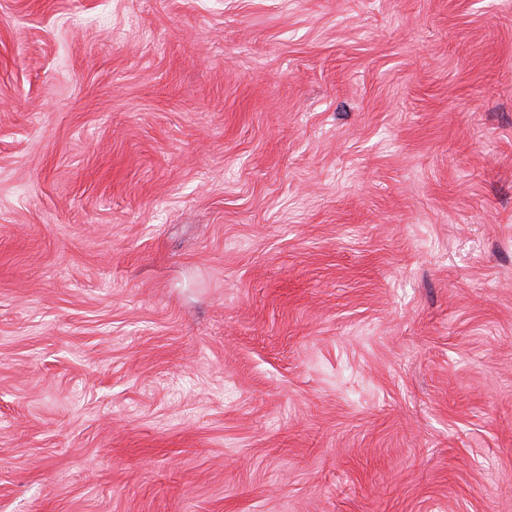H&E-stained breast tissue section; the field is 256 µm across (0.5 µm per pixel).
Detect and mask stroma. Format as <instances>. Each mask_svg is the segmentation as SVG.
Listing matches in <instances>:
<instances>
[{"mask_svg":"<svg viewBox=\"0 0 512 512\" xmlns=\"http://www.w3.org/2000/svg\"><path fill=\"white\" fill-rule=\"evenodd\" d=\"M0 512H512V0H0Z\"/></svg>","mask_w":512,"mask_h":512,"instance_id":"35a3bbf8","label":"stroma"}]
</instances>
